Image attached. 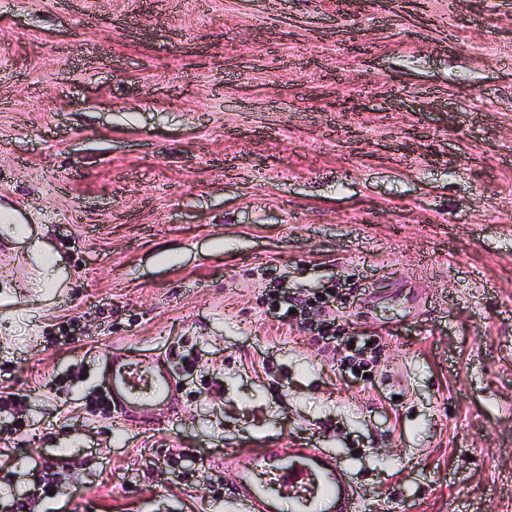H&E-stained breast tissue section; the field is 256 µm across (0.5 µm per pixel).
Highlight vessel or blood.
<instances>
[{
  "mask_svg": "<svg viewBox=\"0 0 512 512\" xmlns=\"http://www.w3.org/2000/svg\"><path fill=\"white\" fill-rule=\"evenodd\" d=\"M101 402L117 425L144 413L174 414L182 392L165 360L139 353H115L106 361ZM342 457L319 448H265L236 467L233 512H356L360 499Z\"/></svg>",
  "mask_w": 512,
  "mask_h": 512,
  "instance_id": "1",
  "label": "vessel or blood"
}]
</instances>
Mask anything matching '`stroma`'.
I'll list each match as a JSON object with an SVG mask.
<instances>
[{"mask_svg":"<svg viewBox=\"0 0 512 512\" xmlns=\"http://www.w3.org/2000/svg\"><path fill=\"white\" fill-rule=\"evenodd\" d=\"M0 205V493L231 512L225 452L305 444L359 512H512V0H0ZM333 285L366 378L266 311ZM114 352L173 420L88 413ZM3 393H6V396H3ZM17 398L16 393L0 391V414L6 413L10 418L9 421H5L7 424L4 428L0 427V435L2 432L11 433L12 430L16 432L26 426L22 416H19L16 411V403H19ZM52 463L51 460H49ZM71 463L65 459H55L52 464L36 463L34 466V492L14 496L12 503L6 507V511L12 512H35L36 507L42 501L55 499L59 493ZM53 492V495H48Z\"/></svg>","mask_w":512,"mask_h":512,"instance_id":"obj_1","label":"stroma"}]
</instances>
